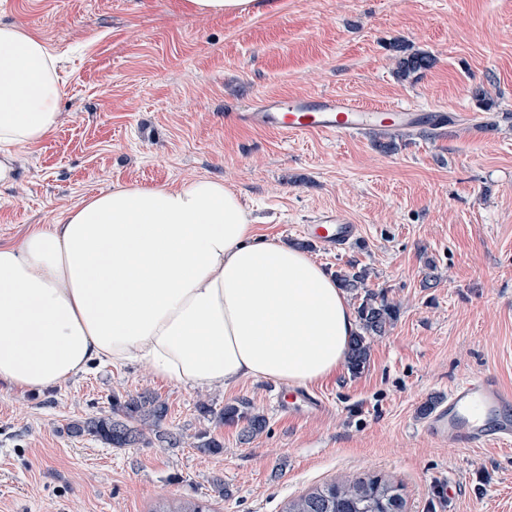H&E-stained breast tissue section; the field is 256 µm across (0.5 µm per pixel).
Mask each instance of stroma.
<instances>
[{
  "instance_id": "35a3bbf8",
  "label": "stroma",
  "mask_w": 512,
  "mask_h": 512,
  "mask_svg": "<svg viewBox=\"0 0 512 512\" xmlns=\"http://www.w3.org/2000/svg\"><path fill=\"white\" fill-rule=\"evenodd\" d=\"M190 16L180 0H6L59 59L62 121L34 147L0 148V245L92 195L208 176L236 191L258 236L304 244L329 272L370 271L399 315L360 375L313 383L326 413L289 422L274 380L177 386L143 365H95L44 394L0 391V512H153L192 498L211 512H282L356 474L400 483L407 512H512V446L437 444L421 407L466 377L512 388V0H272ZM431 66L397 74L401 57ZM332 94L450 112L447 128L395 138L283 135L225 121L263 96ZM358 226L330 251L300 225L323 211ZM149 392L183 447L111 448L63 432ZM248 400L251 439L215 410ZM211 405L212 415L198 403ZM209 432L219 453L199 452Z\"/></svg>"
}]
</instances>
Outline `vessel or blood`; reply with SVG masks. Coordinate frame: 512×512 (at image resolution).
I'll return each mask as SVG.
<instances>
[{
  "mask_svg": "<svg viewBox=\"0 0 512 512\" xmlns=\"http://www.w3.org/2000/svg\"><path fill=\"white\" fill-rule=\"evenodd\" d=\"M237 122L282 133L319 132L348 138L364 129L433 125L436 112L412 106H365L346 98L317 94L308 98L265 96L256 106L233 115ZM303 236L333 250L350 242L357 233L343 214L328 211L314 223L301 225ZM274 408L281 417L301 421L322 414L325 401L308 391L275 395ZM422 429L439 443L452 442L464 448H485L512 444V390L495 376L468 377L460 381L425 418Z\"/></svg>",
  "mask_w": 512,
  "mask_h": 512,
  "instance_id": "1",
  "label": "vessel or blood"
}]
</instances>
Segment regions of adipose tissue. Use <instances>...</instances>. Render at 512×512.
Returning a JSON list of instances; mask_svg holds the SVG:
<instances>
[{"label":"adipose tissue","mask_w":512,"mask_h":512,"mask_svg":"<svg viewBox=\"0 0 512 512\" xmlns=\"http://www.w3.org/2000/svg\"><path fill=\"white\" fill-rule=\"evenodd\" d=\"M61 90L47 44L0 23V145L53 134ZM355 331L335 279L259 238L219 179L120 187L0 246V390L44 393L101 362L199 388L307 385L339 372Z\"/></svg>","instance_id":"ef3b65f1"}]
</instances>
